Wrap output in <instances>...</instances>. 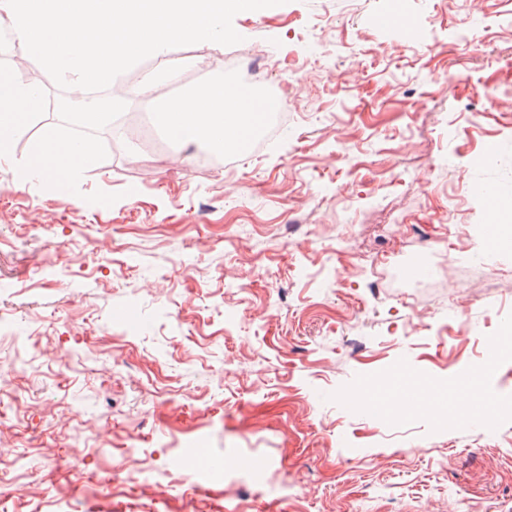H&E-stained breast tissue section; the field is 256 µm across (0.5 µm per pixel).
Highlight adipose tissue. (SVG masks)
I'll use <instances>...</instances> for the list:
<instances>
[{"label":"adipose tissue","mask_w":512,"mask_h":512,"mask_svg":"<svg viewBox=\"0 0 512 512\" xmlns=\"http://www.w3.org/2000/svg\"><path fill=\"white\" fill-rule=\"evenodd\" d=\"M40 95V90L15 77L0 75V155L7 153ZM262 118L261 107L247 88L220 79L197 85L160 110L162 128L175 145L197 144L219 155L228 146L244 147ZM97 160L93 140L63 141L48 129L26 158L22 176L64 191L77 170L95 166Z\"/></svg>","instance_id":"adipose-tissue-1"}]
</instances>
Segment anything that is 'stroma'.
Wrapping results in <instances>:
<instances>
[{
  "label": "stroma",
  "mask_w": 512,
  "mask_h": 512,
  "mask_svg": "<svg viewBox=\"0 0 512 512\" xmlns=\"http://www.w3.org/2000/svg\"><path fill=\"white\" fill-rule=\"evenodd\" d=\"M388 18L378 26L377 16ZM419 33L409 40L401 24ZM199 67L109 86L138 132L66 194L22 183L63 91L0 158V504L8 512H512V0H287ZM267 53L288 132L233 169L158 111ZM421 265L406 279L402 270ZM219 457L223 477L185 476ZM255 460L253 476L233 471Z\"/></svg>",
  "instance_id": "obj_1"
}]
</instances>
